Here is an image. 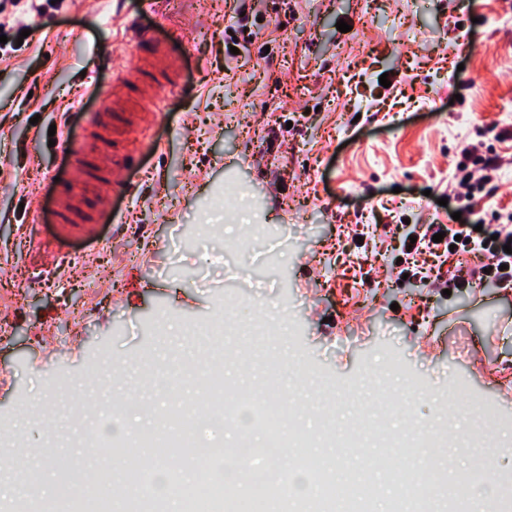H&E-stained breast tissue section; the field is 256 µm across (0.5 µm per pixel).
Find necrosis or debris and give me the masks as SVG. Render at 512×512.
<instances>
[{
    "instance_id": "obj_1",
    "label": "necrosis or debris",
    "mask_w": 512,
    "mask_h": 512,
    "mask_svg": "<svg viewBox=\"0 0 512 512\" xmlns=\"http://www.w3.org/2000/svg\"><path fill=\"white\" fill-rule=\"evenodd\" d=\"M237 318L213 315L190 327V334L212 338L190 364L179 369L180 382L195 385L197 397L174 405L154 432L142 436L121 423L118 411L99 416L83 393L76 400L85 423L80 431L92 450L80 468L74 493L44 498L25 457L12 459L20 494L5 503L6 512H373L376 499L393 494L392 512H468V497L482 494L484 512H512V470L489 471L501 454L492 434L501 425L481 403L467 406L470 426L459 434L451 426L457 406L439 399L426 420L413 412V399H396L368 409L343 436L330 421L336 408V383L318 376L307 361L291 364L296 378L313 389L317 429H306L303 409L280 401L283 364L273 357L280 322L267 319L255 305L249 325L251 345L237 361L250 374L248 385L224 381V360L217 339L235 335ZM408 416L399 432L393 415ZM234 426L236 443H204L206 428ZM512 432V423L505 425ZM267 434L264 447L255 432ZM453 446L472 458L462 475L437 465L443 448ZM266 467H258L257 458Z\"/></svg>"
}]
</instances>
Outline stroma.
Returning a JSON list of instances; mask_svg holds the SVG:
<instances>
[{"label":"stroma","instance_id":"stroma-1","mask_svg":"<svg viewBox=\"0 0 512 512\" xmlns=\"http://www.w3.org/2000/svg\"><path fill=\"white\" fill-rule=\"evenodd\" d=\"M262 36L237 29L233 0H186L172 21L139 7L164 40L188 37L182 96L127 102L126 19L116 0H0V431L42 447L74 421L61 397L104 356L134 366L201 340L184 324L219 310L277 316L299 309L292 347L353 378L388 360L441 395L512 413V289L450 293L399 283L398 254L356 247L343 225H453L483 236L512 212V166L465 201L462 153L512 159V0H254ZM345 21L349 32L337 30ZM387 84H380V77ZM164 111L114 137L139 151L119 216L69 256L107 257L112 290L97 298L57 277L60 258L29 247L31 221L53 238L67 148L88 141L85 115ZM291 347V348H292Z\"/></svg>","mask_w":512,"mask_h":512}]
</instances>
